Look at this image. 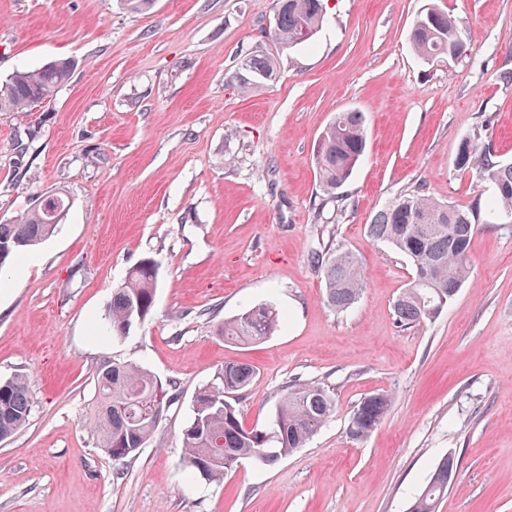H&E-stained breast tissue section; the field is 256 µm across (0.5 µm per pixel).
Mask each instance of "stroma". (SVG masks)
Returning <instances> with one entry per match:
<instances>
[{"mask_svg":"<svg viewBox=\"0 0 512 512\" xmlns=\"http://www.w3.org/2000/svg\"><path fill=\"white\" fill-rule=\"evenodd\" d=\"M277 0H0V81L74 64L51 101L0 112V224L65 193L55 233L0 272V380L25 375L27 424L0 440V512H406L448 455L457 478L438 512H512V224L479 225L470 270L433 319L399 326L409 261L367 226L426 185L468 207L492 194L454 165L478 137L512 161V0H327L310 43L281 52L280 77L248 93L228 74L270 51ZM464 28L465 52L424 63L409 45L427 4ZM366 118L368 152L320 207L316 155L336 113ZM332 247L365 288L332 310L309 261ZM158 267L151 314L102 335L112 291ZM272 303L256 344L215 327ZM229 361L253 366L235 400L262 426L288 385L319 382L336 411L305 447L223 481L182 470L197 390ZM134 363L176 397L136 457L115 464L90 426L96 372ZM391 407L365 439L348 432L365 397Z\"/></svg>","mask_w":512,"mask_h":512,"instance_id":"obj_1","label":"stroma"}]
</instances>
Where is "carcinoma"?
Listing matches in <instances>:
<instances>
[{
	"mask_svg": "<svg viewBox=\"0 0 512 512\" xmlns=\"http://www.w3.org/2000/svg\"><path fill=\"white\" fill-rule=\"evenodd\" d=\"M323 0H277L269 38L278 50H289L309 41L322 26ZM410 41L425 63L456 57L465 52L462 30L455 18L428 8L415 21ZM279 75L276 55L248 53L229 74V82L241 91L266 84L262 74ZM71 63L56 60L40 69L15 72L0 83V112H14L45 101L70 78ZM365 117L361 112H340L323 131L316 158L319 185L326 198L320 207L336 199V190L351 177L366 151ZM456 167L475 170L489 182L494 194L485 202L457 207L432 197L422 185L399 195L379 210L367 232L409 259L414 275L394 304L398 322L419 325L432 319L428 311L457 294L469 272L470 244L478 226L506 220L512 223V162L498 159L490 146L476 139L464 140ZM62 193L37 203L12 224H0V267L20 251L33 247L54 233V213L67 209ZM310 262L324 274L326 300L336 311L349 309L359 298L364 280L359 262L347 252L314 251ZM157 271L143 260L123 284L114 289L104 317L106 330L124 336L145 320L155 299ZM280 323L271 304L244 309L218 328L225 339L257 343L271 336ZM249 364H224L215 380L199 388L194 399V417L182 433L185 463L191 472L207 481H221L237 463L252 459L272 464L302 448L336 410L329 389L319 383H294L278 403L268 425L245 427L231 396L252 382ZM98 396L92 427L100 448L115 461L135 456L154 431L173 400L170 390L147 370L133 364L107 363L100 367ZM391 400L386 394L364 398L349 423L351 438L367 437L385 417ZM33 404L27 381L17 377L0 382V439H6L29 421ZM457 470V464L441 459L408 512H436Z\"/></svg>",
	"mask_w": 512,
	"mask_h": 512,
	"instance_id": "obj_1",
	"label": "carcinoma"
}]
</instances>
